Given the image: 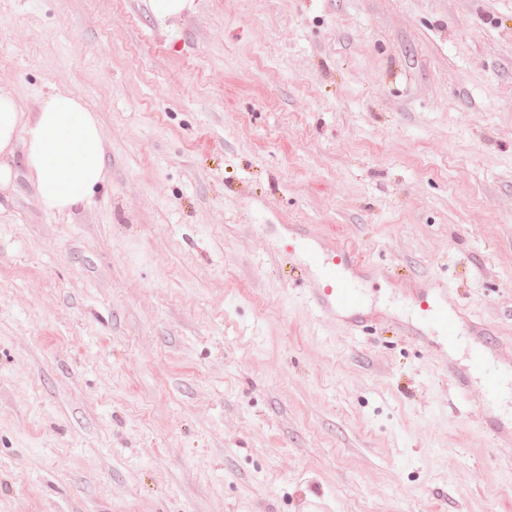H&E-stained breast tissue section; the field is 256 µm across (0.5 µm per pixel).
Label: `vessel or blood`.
I'll return each mask as SVG.
<instances>
[{
    "label": "vessel or blood",
    "instance_id": "obj_1",
    "mask_svg": "<svg viewBox=\"0 0 512 512\" xmlns=\"http://www.w3.org/2000/svg\"><path fill=\"white\" fill-rule=\"evenodd\" d=\"M310 263L318 271L317 280L311 288L314 306L321 311L346 313L351 327H358L368 318L364 302L357 288L359 270L363 260L351 249L331 245L312 254ZM443 291L434 288L418 292L415 299L420 311V325L437 330L447 340H454L462 313L451 314L441 303Z\"/></svg>",
    "mask_w": 512,
    "mask_h": 512
}]
</instances>
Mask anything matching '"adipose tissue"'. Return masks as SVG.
<instances>
[{"instance_id":"1","label":"adipose tissue","mask_w":512,"mask_h":512,"mask_svg":"<svg viewBox=\"0 0 512 512\" xmlns=\"http://www.w3.org/2000/svg\"><path fill=\"white\" fill-rule=\"evenodd\" d=\"M21 155L40 207L71 211L106 182L104 133L81 98L56 90L35 111L0 93V186L12 178L11 159Z\"/></svg>"}]
</instances>
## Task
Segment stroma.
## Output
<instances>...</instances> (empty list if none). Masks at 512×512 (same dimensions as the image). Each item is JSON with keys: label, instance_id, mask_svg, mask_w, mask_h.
Segmentation results:
<instances>
[{"label": "stroma", "instance_id": "1", "mask_svg": "<svg viewBox=\"0 0 512 512\" xmlns=\"http://www.w3.org/2000/svg\"><path fill=\"white\" fill-rule=\"evenodd\" d=\"M54 90L108 177L0 188V512H512V0H0V93ZM438 282L457 340L402 336ZM190 1L192 0H150V3L156 19L163 22L190 7ZM310 264L318 270L316 283L310 288L314 306L320 311L346 313L352 329L367 321L357 288L363 260L351 249L331 245L312 254Z\"/></svg>", "mask_w": 512, "mask_h": 512}]
</instances>
